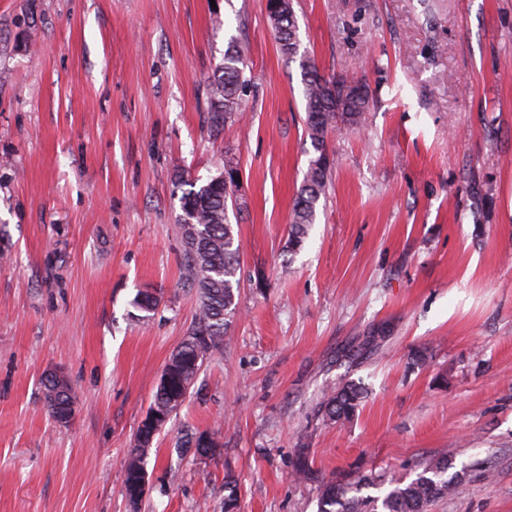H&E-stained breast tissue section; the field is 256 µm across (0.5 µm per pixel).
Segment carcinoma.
Segmentation results:
<instances>
[{"instance_id": "carcinoma-1", "label": "carcinoma", "mask_w": 512, "mask_h": 512, "mask_svg": "<svg viewBox=\"0 0 512 512\" xmlns=\"http://www.w3.org/2000/svg\"><path fill=\"white\" fill-rule=\"evenodd\" d=\"M268 14L274 27L281 54L289 59L300 58L306 99L305 124L318 156L309 160L303 183L293 203V217L288 230V251L299 250L314 223L316 206L325 188L332 162L324 148L328 134L342 129H358L365 120L368 92L353 97L346 92L348 80L322 75L315 62L299 55V40L292 0H267ZM245 51L232 47L224 54L208 86L207 123L214 132L238 119L242 95L247 87L244 79ZM238 169L232 162L224 171L190 189L180 198L178 217L184 249L182 278L196 288L197 310L187 336L183 337L165 365L168 377L159 383L150 409L173 415L184 402L185 389L194 383L204 356L219 351L224 344L231 319L236 314L235 290L238 288L240 247L230 221V210L237 207L234 199ZM141 312L150 313L158 305L149 292H138L133 301ZM45 412L52 418L71 417V387L49 374L42 379ZM365 388L354 381H345L328 388L324 396L325 414L335 421L350 419L364 398ZM159 434L146 419L138 427L133 448L129 449L122 467V488L130 506L138 505L137 486L146 471V461L154 438ZM180 447L193 450V455L207 460L216 455L219 443L216 434L191 432ZM421 472L407 482L403 478L352 472L323 484L317 512H427L438 499L446 498L455 489V478L448 476L452 463L448 458L425 459L419 463ZM388 485L382 496L363 494L370 487ZM239 484L235 476L224 475V501L221 512H236Z\"/></svg>"}]
</instances>
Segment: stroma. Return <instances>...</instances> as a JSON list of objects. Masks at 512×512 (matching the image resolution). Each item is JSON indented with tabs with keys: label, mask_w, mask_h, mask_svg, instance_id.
Returning <instances> with one entry per match:
<instances>
[{
	"label": "stroma",
	"mask_w": 512,
	"mask_h": 512,
	"mask_svg": "<svg viewBox=\"0 0 512 512\" xmlns=\"http://www.w3.org/2000/svg\"><path fill=\"white\" fill-rule=\"evenodd\" d=\"M299 51L369 90L303 248L316 151L266 0H0V512H131L120 472L190 329L183 186L239 170L236 314L156 438L140 512H316L352 469L450 457L430 512H512V0H293ZM246 50L241 120L207 84ZM159 299L132 315L137 291ZM66 376L74 414L43 408ZM362 383L346 423L326 385ZM218 432L203 461L183 430ZM306 450L316 480L292 463Z\"/></svg>",
	"instance_id": "35a3bbf8"
}]
</instances>
